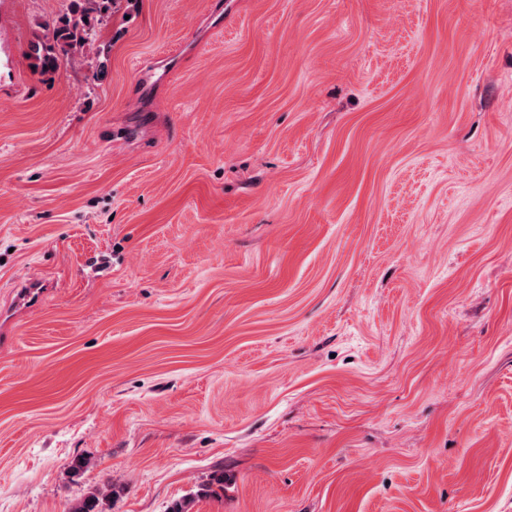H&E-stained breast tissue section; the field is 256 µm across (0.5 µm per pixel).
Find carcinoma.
Returning a JSON list of instances; mask_svg holds the SVG:
<instances>
[{
    "mask_svg": "<svg viewBox=\"0 0 512 512\" xmlns=\"http://www.w3.org/2000/svg\"><path fill=\"white\" fill-rule=\"evenodd\" d=\"M90 43L87 16L83 13L66 15L53 26L51 35L34 45V66L44 72H54L70 54Z\"/></svg>",
    "mask_w": 512,
    "mask_h": 512,
    "instance_id": "obj_1",
    "label": "carcinoma"
}]
</instances>
